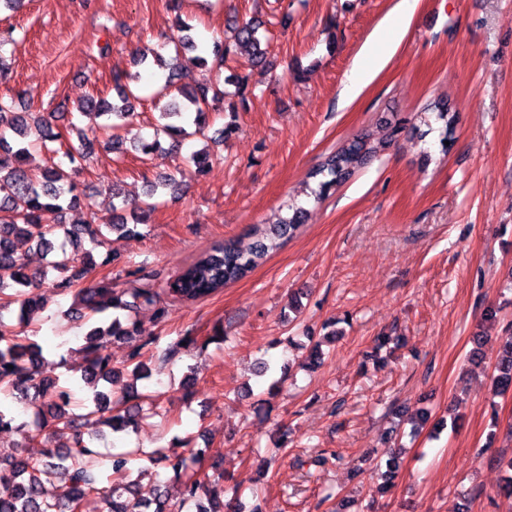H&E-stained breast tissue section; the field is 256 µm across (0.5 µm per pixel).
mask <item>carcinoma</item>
Segmentation results:
<instances>
[{
  "label": "carcinoma",
  "mask_w": 512,
  "mask_h": 512,
  "mask_svg": "<svg viewBox=\"0 0 512 512\" xmlns=\"http://www.w3.org/2000/svg\"><path fill=\"white\" fill-rule=\"evenodd\" d=\"M261 26L260 20H249L236 27L233 40L214 39L210 58L197 57L199 65L209 64L219 70L224 67V61L241 48L253 50L255 63H266L267 51L262 49L258 36ZM172 44L174 55L161 63L168 73L165 82L154 92L158 101L170 95L174 87L180 51L197 48L192 25L177 19ZM131 79L133 76L124 73L113 76L117 99L112 102L91 96L78 105L80 114L105 119L107 144L115 151L123 146L116 131L133 119L134 102L139 99L129 85ZM178 94L180 100L159 112L151 139L142 140L136 147L144 156L151 158L165 152L164 137L172 139L174 148L187 138L207 137L209 114L226 96L217 84L180 89ZM448 115L447 105L436 107L435 122L439 126L433 127L429 117H424L428 130L423 135L436 131L439 141H452L453 129ZM55 117L54 112L38 117L28 112H13L0 97V131L9 129L16 136L12 143L0 135V310L18 305V324L23 325L33 310L45 307V291L73 295L78 306L70 308L67 315L92 322L80 348L85 362L81 378L92 393L85 399L84 408L88 412L82 415L84 422L80 423L70 409L72 391L58 388L56 379L45 368L42 347L28 332L0 319V432L27 426L25 422H17L15 405L21 404L31 408L35 416L34 429L27 431L22 447L37 440L42 445L36 456L18 453L7 460L0 458V465L7 464L13 472V479L9 481L0 476V512H73L83 509L88 497L101 493L95 472L102 464V455L96 446L100 439L96 426H108L116 440L121 441L129 430L137 427L138 420L156 414L158 407L156 391L142 394L133 391L114 401L111 393L99 389L100 384H111L126 373L136 379H147L151 375L144 357L158 345L159 337L147 333L131 312L153 307L158 315H164L165 308L160 306L163 294L181 302H196L212 296L224 286L247 277L270 252L280 247L282 239L292 237L307 217V209L295 202L288 206L292 214L267 230H256L248 248H241L233 239L216 245L167 281L163 288L120 289L105 280L82 287L80 281L95 266L92 251L80 252L83 241L101 247L111 232L128 237L139 236L141 232L139 222L129 224L123 218L117 222L110 219L100 223L64 222L66 211L81 206L78 183H62L53 165L43 166L38 179L30 175L36 151L62 137L61 132L53 131ZM376 152L377 146L372 144L370 135L360 133L326 156L308 174V178L318 181V188L310 191L314 202H320L330 188L348 181ZM147 186L148 197L152 198L161 189L175 192L181 184L172 175L159 174L148 180ZM23 243L49 256L46 266L30 270L26 253L20 248ZM111 309L123 310L126 316L107 314ZM106 337L117 342L138 337L141 344L129 352L122 366L116 367L101 343ZM192 343L194 339L189 336L173 341L162 350L161 358L173 359L188 351ZM492 378L496 392L512 389V336L499 343ZM64 435L69 439L68 448L50 443L51 438ZM137 456L167 463L174 477L182 482L183 501L195 503L196 512H241L233 505L243 495L239 487H234L233 499L222 504L215 489L196 478L201 454L191 451L171 457L160 449L146 452L138 446L110 456L112 486L103 495L107 512H173L160 488L150 500L139 497L137 479L133 478L130 468ZM60 471L68 475L69 486L62 496L50 497L45 484Z\"/></svg>",
  "instance_id": "1"
}]
</instances>
